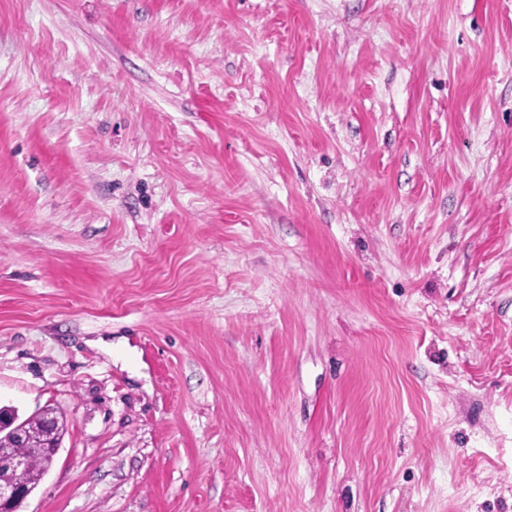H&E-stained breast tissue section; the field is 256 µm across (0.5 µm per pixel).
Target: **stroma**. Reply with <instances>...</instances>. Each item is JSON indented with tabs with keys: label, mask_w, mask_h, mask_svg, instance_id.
<instances>
[{
	"label": "stroma",
	"mask_w": 512,
	"mask_h": 512,
	"mask_svg": "<svg viewBox=\"0 0 512 512\" xmlns=\"http://www.w3.org/2000/svg\"><path fill=\"white\" fill-rule=\"evenodd\" d=\"M18 512H512V0H0ZM52 415L47 409L43 413L31 416L27 422L19 421L14 409L0 407V436L5 432L10 433V445L4 447L0 439V511L17 512L20 504L30 495L31 488L27 483V473L32 467L31 458L17 448H29V445L38 443L39 448L34 449V470L30 474V483L33 489L37 481L47 470L50 461L44 449L55 456L60 448L64 431L63 422L60 423V435L58 424L53 417H44L37 433L29 431L25 425L32 428L38 425L45 414Z\"/></svg>",
	"instance_id": "obj_1"
}]
</instances>
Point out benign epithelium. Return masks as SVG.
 <instances>
[{"mask_svg": "<svg viewBox=\"0 0 512 512\" xmlns=\"http://www.w3.org/2000/svg\"><path fill=\"white\" fill-rule=\"evenodd\" d=\"M6 432L10 433V445L0 444V512H17L31 493L27 473L32 460L22 449L36 444L54 456L61 438L54 418L44 417L38 431L33 433L19 420L15 410L0 407V436Z\"/></svg>", "mask_w": 512, "mask_h": 512, "instance_id": "benign-epithelium-1", "label": "benign epithelium"}]
</instances>
